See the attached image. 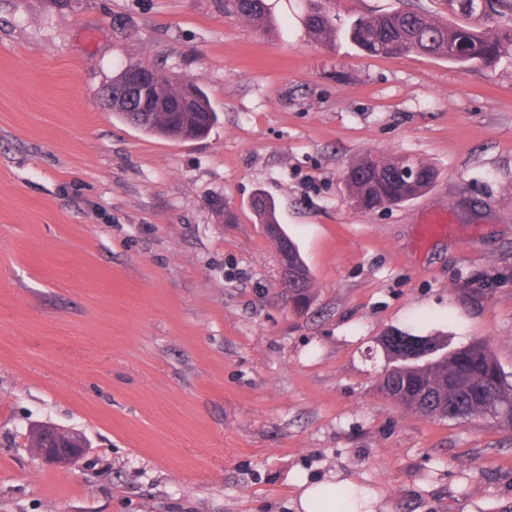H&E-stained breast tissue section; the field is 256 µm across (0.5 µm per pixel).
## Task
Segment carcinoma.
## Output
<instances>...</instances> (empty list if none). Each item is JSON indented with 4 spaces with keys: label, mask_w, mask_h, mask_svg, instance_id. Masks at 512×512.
<instances>
[{
    "label": "carcinoma",
    "mask_w": 512,
    "mask_h": 512,
    "mask_svg": "<svg viewBox=\"0 0 512 512\" xmlns=\"http://www.w3.org/2000/svg\"><path fill=\"white\" fill-rule=\"evenodd\" d=\"M450 15H461L467 25L444 22L416 10L385 15L343 17L336 13V0H306V29L309 36L327 46L347 41L369 57L387 58L413 53L444 59L460 67L494 69L512 59V0H487L489 10L481 16L467 12L464 0H442ZM224 8L255 28L271 26L273 18L266 0H224ZM157 76L153 93L166 97L175 111L158 112L141 98L118 74L112 80L113 115L147 134L189 140L205 136L215 125L217 114L202 89L193 102L183 103L177 79L152 67L129 64L124 73ZM403 158L376 160L362 157L352 162L344 182L354 209L375 211L411 201L428 190L437 178L430 165L407 159L416 175L407 179L401 173ZM259 222L277 223L275 206L263 195L252 203ZM277 248L285 249L294 282L288 293L307 303L312 277L296 246L284 231H272ZM441 351L436 357L419 360L404 358L406 350L418 341ZM386 356L400 362L401 370L379 381L378 389L399 408L427 418L449 417L458 421L484 415L499 420L512 412V382L501 369L488 345L473 341L450 348L440 336H416L396 330L384 342Z\"/></svg>",
    "instance_id": "obj_1"
}]
</instances>
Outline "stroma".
<instances>
[{
	"mask_svg": "<svg viewBox=\"0 0 512 512\" xmlns=\"http://www.w3.org/2000/svg\"><path fill=\"white\" fill-rule=\"evenodd\" d=\"M269 2L261 37L224 0H0V512H297L296 480L333 474L375 512H512V428L377 389L397 329L488 342L512 379V64L367 58ZM408 7L444 11L336 0ZM130 62L195 79L218 125L117 120L102 91ZM366 154L438 177L360 212L343 174ZM260 192L311 271L304 309ZM427 211L452 224L424 243ZM38 423L83 458L43 462ZM57 429L50 425H41L31 430L30 443L36 448L38 456L45 462L58 465H71L75 463L84 452V440L81 434L71 429L58 428L49 443L42 448L34 447L35 438L48 430Z\"/></svg>",
	"mask_w": 512,
	"mask_h": 512,
	"instance_id": "1",
	"label": "stroma"
}]
</instances>
